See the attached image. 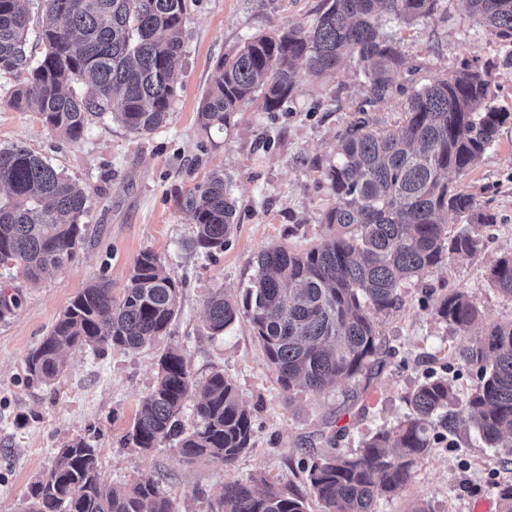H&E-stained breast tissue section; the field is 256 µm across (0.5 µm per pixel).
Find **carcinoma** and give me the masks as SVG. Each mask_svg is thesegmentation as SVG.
<instances>
[{
	"label": "carcinoma",
	"mask_w": 512,
	"mask_h": 512,
	"mask_svg": "<svg viewBox=\"0 0 512 512\" xmlns=\"http://www.w3.org/2000/svg\"><path fill=\"white\" fill-rule=\"evenodd\" d=\"M31 0H0V72L28 77L13 92L18 108L38 112L48 128L79 141L92 118L109 114L129 131L148 134L165 123L188 20L186 0H43L38 18L45 50L36 64L25 51ZM479 27L512 45V0H461ZM442 8V0H324L313 25L284 26L246 41L220 60L198 112L205 129L226 127L257 99L267 112L284 109L305 78L336 73L343 62L364 77L368 99L403 97L405 120L375 129L363 115L339 134L336 164L327 177L334 203L323 222L332 233L305 252L284 245L257 257V274L242 302L217 289L206 301L213 337L247 317L283 389L294 383L319 392L350 380L376 363L380 342L374 316L399 302V288L415 277L467 259L482 244L480 226L495 223L475 196L448 180L469 169L512 123V112L492 105V64L465 61L410 91L394 85L403 65L382 19L410 25ZM0 267L24 276L66 268L83 243L90 207L76 182L22 145L0 147ZM197 235L194 246L222 250L235 224L236 204L213 173L187 200ZM465 219L455 232L443 216ZM492 287L512 298V255L489 272ZM182 283L163 271L159 257L136 259L121 297L105 282L83 289L47 336L26 357L30 383L48 384L73 347L138 349L166 333L179 308ZM436 314L462 333L477 310L457 292L434 304ZM478 383L460 414L491 447H512V323H493L464 346ZM195 385L181 350L158 360L157 381L141 400L129 438L144 451L178 439L187 460L215 456L232 465L251 447L253 428L234 388L217 371L194 403L196 423L180 416ZM410 414L381 429L352 454L329 455L309 470L310 494L322 512H372L412 479L414 467L436 443L434 417L448 421L456 403L451 382L429 376L407 396ZM28 512H174L150 478L118 490L102 474L99 450L79 438L58 451L55 466L33 481ZM211 512H307L301 497L269 486L257 490L226 480Z\"/></svg>",
	"instance_id": "obj_1"
}]
</instances>
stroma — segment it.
Listing matches in <instances>:
<instances>
[{
	"label": "stroma",
	"instance_id": "1",
	"mask_svg": "<svg viewBox=\"0 0 512 512\" xmlns=\"http://www.w3.org/2000/svg\"><path fill=\"white\" fill-rule=\"evenodd\" d=\"M189 19L177 94L166 123L148 134L130 132L111 116L93 119L80 141L50 130L38 113L9 104L18 76L0 73V146L22 144L75 180L90 200L84 243L64 270L36 283L20 270L0 268V289L20 297L0 320V512H25L29 485L54 466L59 448L82 438L100 452L105 480L124 486L157 480L175 512H211L226 480H267L305 497L307 512H321L310 495L313 461L352 454L382 428L409 412L406 397L428 374L447 376L459 402L477 384L460 351L492 323H512V299L489 284V267L512 254V124L466 172L450 173L474 194L495 224L473 258L448 262L400 290L399 306L378 315L384 364L373 373L337 381L323 391L284 390L268 366L246 319L223 335L206 330V300L216 288L241 299L257 271V257L283 244L304 251L329 233L323 222L334 201L326 170L336 161V134L366 95L363 77L343 66L333 76L304 80L285 111L246 104L224 129L197 121L219 59L257 33L288 24L312 25L323 0H187ZM405 60L395 84L421 86L466 60L495 62L496 107L512 112V65L505 49L462 10L445 0L438 14L408 27L388 23ZM215 171L237 204V224L223 250H197L196 228L185 199ZM152 251L182 281L179 312L164 336L137 350L112 346L69 350L60 376L29 383L28 353L73 298L105 280L121 296L137 256ZM465 292L477 309L468 334L433 311L436 299ZM182 350L196 384L223 372L248 410L253 439L232 465L214 457L193 462L173 443L144 452L127 440L140 400L157 381V362L168 348ZM512 484V454L488 447L472 426L457 425L418 461L396 495L379 497L373 512H472L487 501L501 512L498 490Z\"/></svg>",
	"mask_w": 512,
	"mask_h": 512
}]
</instances>
